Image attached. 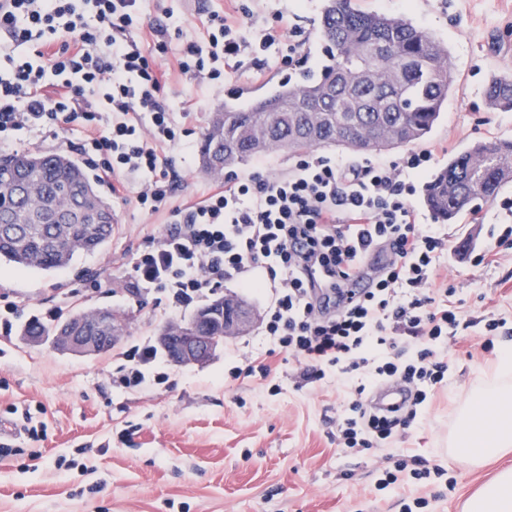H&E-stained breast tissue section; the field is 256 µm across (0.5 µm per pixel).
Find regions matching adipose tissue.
<instances>
[{"label":"adipose tissue","instance_id":"adipose-tissue-1","mask_svg":"<svg viewBox=\"0 0 512 512\" xmlns=\"http://www.w3.org/2000/svg\"><path fill=\"white\" fill-rule=\"evenodd\" d=\"M454 445L476 463L512 449L511 351H504L484 388L461 409ZM465 512H512V469L485 484L467 501Z\"/></svg>","mask_w":512,"mask_h":512}]
</instances>
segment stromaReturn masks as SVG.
Masks as SVG:
<instances>
[{
  "label": "stroma",
  "mask_w": 512,
  "mask_h": 512,
  "mask_svg": "<svg viewBox=\"0 0 512 512\" xmlns=\"http://www.w3.org/2000/svg\"><path fill=\"white\" fill-rule=\"evenodd\" d=\"M324 0H164L173 16L171 47L158 55L159 78L175 110L191 108L192 150L173 154L178 174L172 205L200 200L213 178L202 172L198 146L212 113L271 93L285 70L281 55L269 51L256 68L243 57L224 85L199 84L181 74L176 62L183 42L199 40V19L221 10L243 19L260 38L275 12L300 32L298 72L322 61L319 21ZM354 7L408 17L445 42L456 86L431 135L428 149L448 151L434 161L443 167L451 154L476 141L512 139V112H492L483 87L493 74L512 76V0H352ZM109 196L116 224L111 241L95 252L77 253L59 270H17L0 263V425L14 420L11 406L30 408L46 426L39 440L20 435L0 450V512H402L404 499L426 498L422 512H461V504L499 470L512 467V453L472 465L448 451L457 411L480 390L497 352L484 351L478 328H470L449 358L447 383L437 389L418 426L397 443L437 460L445 480L428 486L399 478L397 488L376 490L374 460L340 451L336 407L344 397L335 378L299 389L261 325L228 337L203 366L177 367L164 356L145 368L167 373L166 384L131 390L115 386L123 356L133 344L155 342L170 321L189 318L153 290H133L132 260L153 231L167 227L168 213L153 215L133 201L112 197L108 179L90 172ZM499 200L464 211L444 232L452 241L477 245L482 223L502 224ZM447 278L467 313L496 312L512 328V259L472 266L456 260ZM112 309L126 318L111 351L73 355L50 345L31 346L19 337L32 319L53 326L58 315ZM259 361L269 379H233L232 366Z\"/></svg>",
  "instance_id": "1"
}]
</instances>
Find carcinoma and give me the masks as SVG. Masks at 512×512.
I'll list each match as a JSON object with an SVG mask.
<instances>
[{
  "label": "carcinoma",
  "mask_w": 512,
  "mask_h": 512,
  "mask_svg": "<svg viewBox=\"0 0 512 512\" xmlns=\"http://www.w3.org/2000/svg\"><path fill=\"white\" fill-rule=\"evenodd\" d=\"M325 60L299 80L244 109L214 113L201 169L221 175L258 153L337 146L368 153L419 143L440 118L455 81L448 46L407 17L325 0ZM491 111H512V77L491 76ZM512 183V140L477 142L424 184L423 201L453 222L475 191L485 202ZM112 206L85 170L59 153L0 158V261L22 269H62L78 252L112 238Z\"/></svg>",
  "instance_id": "cac0c4a2"
}]
</instances>
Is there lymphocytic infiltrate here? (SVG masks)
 Segmentation results:
<instances>
[{
  "mask_svg": "<svg viewBox=\"0 0 512 512\" xmlns=\"http://www.w3.org/2000/svg\"><path fill=\"white\" fill-rule=\"evenodd\" d=\"M251 39L238 17L209 12L204 43L178 51L181 73L214 84L240 56L266 54L284 36L283 14ZM167 25L148 20L142 0H0V146L21 130L48 136L66 127L84 165L133 189L148 214L170 212V228L150 235L132 262L135 288L164 293L184 309L223 288H253L265 270L272 292L263 333L295 367L297 387L336 377L348 399L336 417L342 452L361 456L397 443L421 423L448 379V353L472 321L456 290L437 282L452 254L440 225L425 224L410 203L411 174L432 151L393 161L307 154L287 174L225 177L198 202L171 206L170 151L185 150L189 109L174 111L162 93L156 51ZM388 258L377 273L363 263ZM396 378L412 401L383 415L369 391ZM379 488L399 474L441 478L440 465L418 455L388 457Z\"/></svg>",
  "mask_w": 512,
  "mask_h": 512,
  "instance_id": "obj_1",
  "label": "lymphocytic infiltrate"
}]
</instances>
